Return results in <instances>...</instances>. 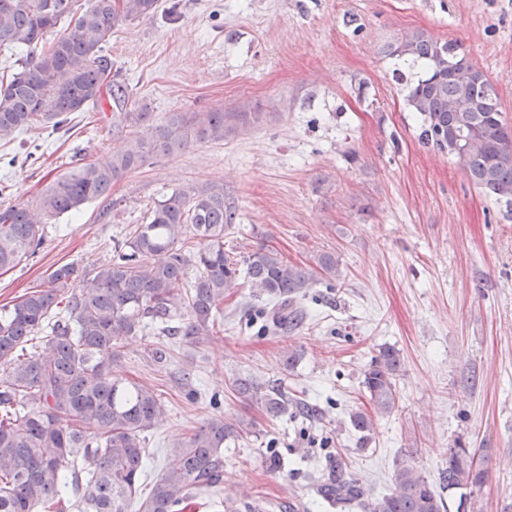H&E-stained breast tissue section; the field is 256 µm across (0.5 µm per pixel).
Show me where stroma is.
<instances>
[{
    "mask_svg": "<svg viewBox=\"0 0 512 512\" xmlns=\"http://www.w3.org/2000/svg\"><path fill=\"white\" fill-rule=\"evenodd\" d=\"M170 2L113 32V68L153 123L220 107L253 120L223 142L194 140L139 165L111 197L45 225L38 253L0 271V307L60 265L110 257L172 190L221 183L237 208L224 233L231 258L262 244L313 269L329 253L340 275L320 277L292 331L258 335L248 321L262 302L244 285L225 297L219 331L178 340L168 363L149 355L166 342L156 328L123 341L114 373L153 388L164 411L147 437L139 496L169 448L221 415L256 428L225 449L219 492L201 495L194 512H223L226 497L262 499L267 512L288 502L328 512L310 474L339 463L382 495L408 452L435 484L458 441L477 450L488 472L476 512H512V206L419 142L393 77L404 62L388 54L414 31L460 43L495 84L512 125V0H180L174 14ZM128 136L113 128L107 96L92 113H72L68 132L36 128L0 141V202L33 197L81 163L107 161ZM34 145L41 164L10 165ZM384 344L401 354L400 399L364 444L349 415ZM292 349L300 359L289 369ZM240 376L282 384L321 414L269 418L237 396ZM272 454L281 460L274 472L265 465Z\"/></svg>",
    "mask_w": 512,
    "mask_h": 512,
    "instance_id": "stroma-1",
    "label": "stroma"
}]
</instances>
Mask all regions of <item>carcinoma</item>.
Wrapping results in <instances>:
<instances>
[{
	"mask_svg": "<svg viewBox=\"0 0 512 512\" xmlns=\"http://www.w3.org/2000/svg\"><path fill=\"white\" fill-rule=\"evenodd\" d=\"M0 0V48L25 53L21 69L0 74V141L33 127L60 131L73 112L112 98V122L131 139L111 160L89 162L49 182L35 199L0 205V271L33 256L42 225L112 193V186L147 159L172 155L189 139L221 142L253 118L250 112H169L149 122L105 52L112 31L154 14L158 0ZM66 24L67 32L57 28ZM389 55L424 69L417 79L395 70L408 109L421 120L420 142L443 151L460 136L467 146L456 164L487 195L512 204V127L502 116L492 82L470 73L456 42L414 32ZM464 100L471 112H454ZM236 207L224 185L175 190L158 201L112 255L89 267L64 264L0 312V512H128L147 459L146 433L162 407L154 390L112 373L117 346L152 324L173 339L213 335L224 295L240 279L266 296L265 331H290L304 319L300 298L317 284L315 271L290 264L263 245L240 260L224 251V232ZM192 225L197 249L183 239ZM194 277H188L189 269ZM401 355L378 348L364 371L365 407L350 415L366 435L375 419L398 408ZM236 392L271 416L315 417L307 402L247 377ZM243 420L209 419L169 450L171 462L137 512H180L217 487L224 448L250 433ZM476 451L458 441L448 449L441 481L459 493L458 509H475L474 492L488 480ZM310 489L336 512H442L445 502L409 460L399 461L390 492L374 496L347 476L341 463L311 477Z\"/></svg>",
	"mask_w": 512,
	"mask_h": 512,
	"instance_id": "1",
	"label": "carcinoma"
}]
</instances>
